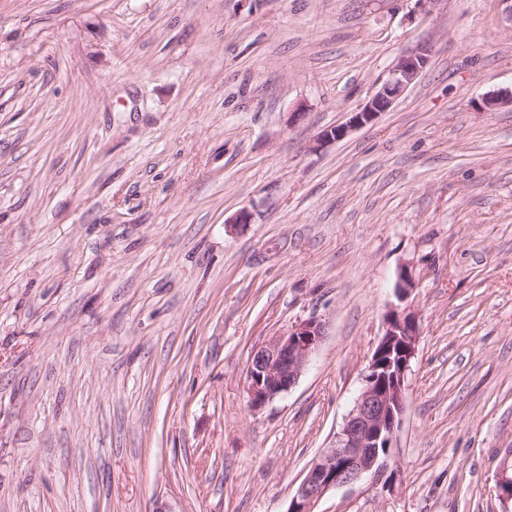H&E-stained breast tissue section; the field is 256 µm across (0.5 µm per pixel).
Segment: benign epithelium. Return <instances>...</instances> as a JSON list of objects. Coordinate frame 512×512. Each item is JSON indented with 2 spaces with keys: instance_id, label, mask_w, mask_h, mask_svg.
<instances>
[{
  "instance_id": "obj_1",
  "label": "benign epithelium",
  "mask_w": 512,
  "mask_h": 512,
  "mask_svg": "<svg viewBox=\"0 0 512 512\" xmlns=\"http://www.w3.org/2000/svg\"><path fill=\"white\" fill-rule=\"evenodd\" d=\"M429 63V50L420 47L401 56L388 76L377 84L366 103L348 121L323 131L320 145L345 138L351 131L373 122L419 77ZM512 105V92L482 98L480 107L491 110ZM416 287L413 266L398 272L396 294L404 301ZM386 330L378 342L354 406L330 448L312 459L292 497L288 512H316L331 490L360 480L373 487L390 488L398 470L391 467L405 410L408 375L420 336L417 315L408 305H396L387 313ZM325 337V323L309 317L296 323L252 354L247 370V403L258 410L288 393L296 384Z\"/></svg>"
}]
</instances>
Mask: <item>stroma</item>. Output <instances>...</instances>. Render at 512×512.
Returning a JSON list of instances; mask_svg holds the SVG:
<instances>
[{
    "instance_id": "stroma-1",
    "label": "stroma",
    "mask_w": 512,
    "mask_h": 512,
    "mask_svg": "<svg viewBox=\"0 0 512 512\" xmlns=\"http://www.w3.org/2000/svg\"><path fill=\"white\" fill-rule=\"evenodd\" d=\"M511 88L512 0H0V512H288L404 263L399 478L318 512H512V107L477 106ZM311 316L250 411L253 352ZM429 63V50L420 47L402 55L391 67L388 76L378 83L366 103L351 112L348 121L323 131L318 137L320 146L345 138L352 130L373 122L381 112H386L404 91L419 77ZM325 337V323L309 317L252 354L247 370V403L258 410L288 393Z\"/></svg>"
}]
</instances>
